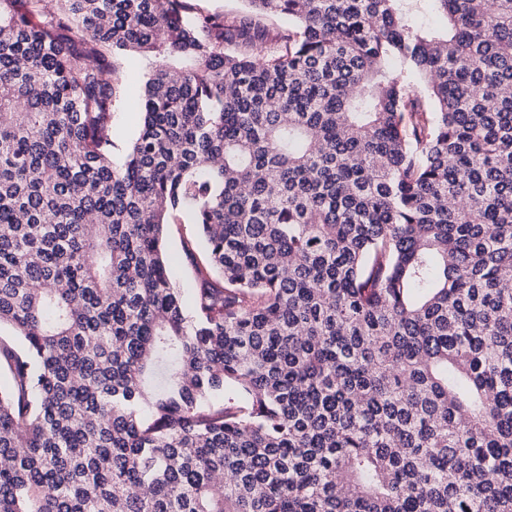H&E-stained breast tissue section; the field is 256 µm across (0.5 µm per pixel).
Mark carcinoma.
Returning <instances> with one entry per match:
<instances>
[{
  "instance_id": "1",
  "label": "carcinoma",
  "mask_w": 512,
  "mask_h": 512,
  "mask_svg": "<svg viewBox=\"0 0 512 512\" xmlns=\"http://www.w3.org/2000/svg\"><path fill=\"white\" fill-rule=\"evenodd\" d=\"M247 2L0 0V512H512V0ZM194 11L202 13H229L249 15L250 9L244 0H190ZM145 63L138 55L123 61L122 95L114 108L113 156L120 159L139 132V114L134 106L144 80ZM171 224L170 234L165 242V252L171 263L173 279L180 288H184L189 294L195 288L193 273L187 261L183 260V240H191L195 245L198 257L203 259L205 249L198 235V227L192 224L188 214L177 217Z\"/></svg>"
}]
</instances>
